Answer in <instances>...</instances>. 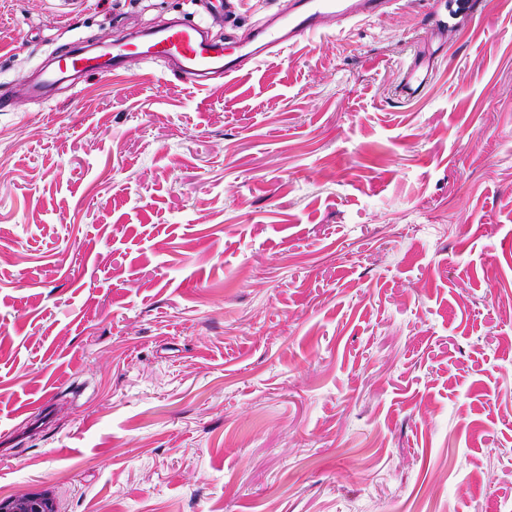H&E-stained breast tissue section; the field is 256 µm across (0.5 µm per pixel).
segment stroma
<instances>
[{"label": "stroma", "mask_w": 512, "mask_h": 512, "mask_svg": "<svg viewBox=\"0 0 512 512\" xmlns=\"http://www.w3.org/2000/svg\"><path fill=\"white\" fill-rule=\"evenodd\" d=\"M0 9V497L58 512H512V0L192 87L79 42L244 0ZM436 76L391 100L429 9ZM0 512H58L48 492L22 493L0 498Z\"/></svg>", "instance_id": "1"}]
</instances>
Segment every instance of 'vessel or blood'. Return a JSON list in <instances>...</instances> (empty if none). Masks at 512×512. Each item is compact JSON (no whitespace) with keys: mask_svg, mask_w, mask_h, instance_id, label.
<instances>
[{"mask_svg":"<svg viewBox=\"0 0 512 512\" xmlns=\"http://www.w3.org/2000/svg\"><path fill=\"white\" fill-rule=\"evenodd\" d=\"M397 3L398 0H289L287 12L274 14L255 27L244 45L234 41L218 44L199 25L172 22L134 34L129 42L113 46L104 60L80 49L63 54L53 68L42 72L33 92L46 97L72 78H102L135 64L160 65L193 85L233 80L263 58L279 55L313 34L329 32L332 25L381 17L394 10ZM434 64L427 42H415L412 58L394 91L396 103L414 100L427 90Z\"/></svg>","mask_w":512,"mask_h":512,"instance_id":"obj_1","label":"vessel or blood"}]
</instances>
